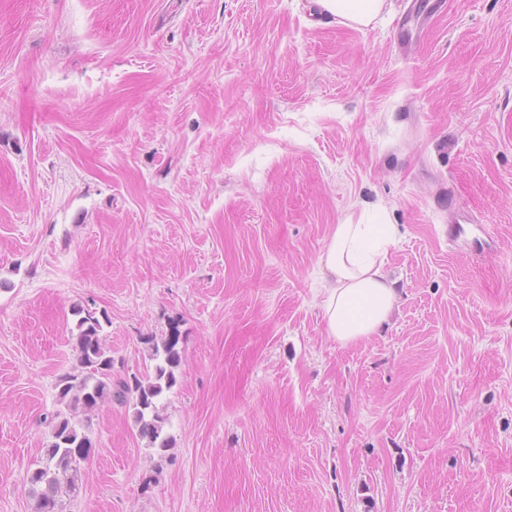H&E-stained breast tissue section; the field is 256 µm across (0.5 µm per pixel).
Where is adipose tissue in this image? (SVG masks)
Segmentation results:
<instances>
[{
	"label": "adipose tissue",
	"mask_w": 512,
	"mask_h": 512,
	"mask_svg": "<svg viewBox=\"0 0 512 512\" xmlns=\"http://www.w3.org/2000/svg\"><path fill=\"white\" fill-rule=\"evenodd\" d=\"M331 16L366 26L379 16L385 0H319ZM396 237L392 224L344 221L336 225L325 253L321 282L327 334L343 345L376 335L397 301L383 272L384 257Z\"/></svg>",
	"instance_id": "ef3b65f1"
}]
</instances>
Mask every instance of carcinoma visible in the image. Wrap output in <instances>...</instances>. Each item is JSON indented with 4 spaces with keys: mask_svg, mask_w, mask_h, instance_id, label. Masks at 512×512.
Segmentation results:
<instances>
[{
    "mask_svg": "<svg viewBox=\"0 0 512 512\" xmlns=\"http://www.w3.org/2000/svg\"><path fill=\"white\" fill-rule=\"evenodd\" d=\"M77 329L74 342L77 365L57 381L61 408L51 416V441L44 448L43 465L26 477L29 494L35 500V512H63L62 497H74L80 491L81 463L91 449V438L73 424L81 411H91L105 400L128 405L132 407L140 438L147 440L152 448L169 447L160 403L177 383L174 370L181 363L178 331L171 330L162 347H153L152 370L130 379L114 380L111 350L101 336L99 318L87 312L78 320Z\"/></svg>",
    "mask_w": 512,
    "mask_h": 512,
    "instance_id": "cac0c4a2",
    "label": "carcinoma"
}]
</instances>
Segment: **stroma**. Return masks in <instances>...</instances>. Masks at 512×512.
I'll return each mask as SVG.
<instances>
[{"label": "stroma", "instance_id": "obj_1", "mask_svg": "<svg viewBox=\"0 0 512 512\" xmlns=\"http://www.w3.org/2000/svg\"><path fill=\"white\" fill-rule=\"evenodd\" d=\"M367 203L398 302L344 347L320 259ZM77 308L113 376L181 363L165 450L77 414L64 512H512V0H0V512ZM322 9L331 16L352 24L367 26L379 16L386 0H318Z\"/></svg>", "mask_w": 512, "mask_h": 512}]
</instances>
